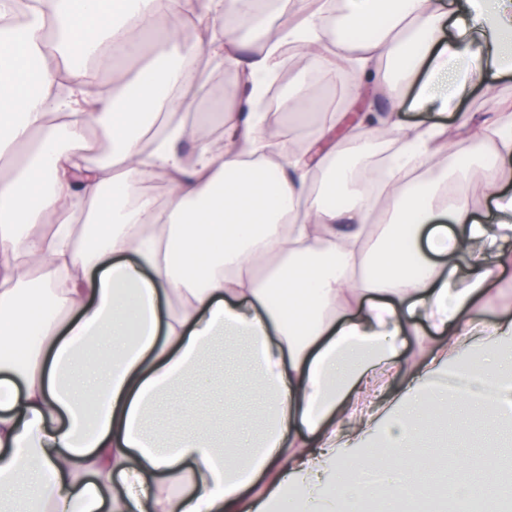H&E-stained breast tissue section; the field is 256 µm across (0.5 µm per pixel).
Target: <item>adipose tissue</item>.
<instances>
[{
    "label": "adipose tissue",
    "mask_w": 512,
    "mask_h": 512,
    "mask_svg": "<svg viewBox=\"0 0 512 512\" xmlns=\"http://www.w3.org/2000/svg\"><path fill=\"white\" fill-rule=\"evenodd\" d=\"M347 2L306 13L281 0L278 39L249 50L247 101L224 106L223 150L203 149L188 170L174 149L182 125L149 150L134 132L195 107L199 74L173 54L185 19L223 17L200 52L236 65L260 0H33L22 25L0 0V158L17 161L0 179V512H366L376 489L358 469L385 473L396 492L436 485L408 465L424 412L458 403L450 375L493 384L467 406L512 412V320L471 317L512 264V122L461 107L512 55V0L478 12L474 0ZM456 13L465 22L451 23ZM158 27L167 52L85 97L90 61L139 59L133 31ZM334 27L356 40L329 43ZM288 44L319 52L324 80L351 76L350 97L364 103L299 144L267 137L257 113ZM49 46L57 62L32 89L28 69ZM409 106L448 119L407 125L397 115ZM378 130L400 152L376 194L360 159ZM93 131L111 137L124 173L94 161ZM475 162L498 223L468 201L461 174ZM143 176L168 186L150 243ZM101 199L74 248L60 225ZM50 214L57 228L39 231ZM35 266L68 280L35 281ZM424 325L449 350L421 345L415 378L384 396L405 337ZM231 340L264 397L260 431L204 405L166 428L164 399L190 375L207 399L204 357Z\"/></svg>",
    "instance_id": "obj_1"
}]
</instances>
